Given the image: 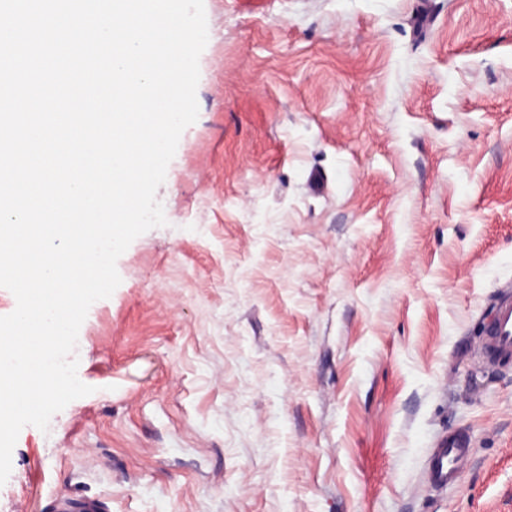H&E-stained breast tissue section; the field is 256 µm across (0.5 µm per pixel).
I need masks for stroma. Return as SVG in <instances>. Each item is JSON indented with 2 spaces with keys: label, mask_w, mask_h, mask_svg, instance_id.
<instances>
[{
  "label": "stroma",
  "mask_w": 512,
  "mask_h": 512,
  "mask_svg": "<svg viewBox=\"0 0 512 512\" xmlns=\"http://www.w3.org/2000/svg\"><path fill=\"white\" fill-rule=\"evenodd\" d=\"M197 121L0 512H512V0H204ZM465 431L474 460L432 486ZM488 365L497 367L512 360V296L504 293L497 301L492 323L479 344ZM472 461V448L467 435L460 431L449 433L432 448L427 458L426 472L429 481L440 487L454 484L471 466Z\"/></svg>",
  "instance_id": "35a3bbf8"
}]
</instances>
